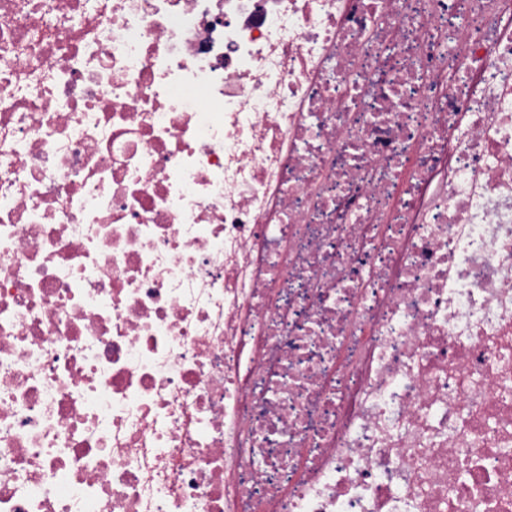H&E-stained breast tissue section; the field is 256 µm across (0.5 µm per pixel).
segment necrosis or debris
<instances>
[{
    "label": "necrosis or debris",
    "mask_w": 512,
    "mask_h": 512,
    "mask_svg": "<svg viewBox=\"0 0 512 512\" xmlns=\"http://www.w3.org/2000/svg\"><path fill=\"white\" fill-rule=\"evenodd\" d=\"M512 0H0V512H512Z\"/></svg>",
    "instance_id": "1"
}]
</instances>
